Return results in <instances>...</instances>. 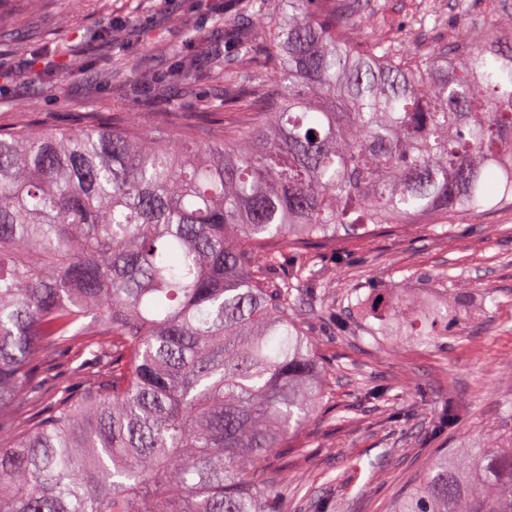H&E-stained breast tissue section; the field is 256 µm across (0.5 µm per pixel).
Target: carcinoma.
<instances>
[{"label": "carcinoma", "instance_id": "obj_1", "mask_svg": "<svg viewBox=\"0 0 512 512\" xmlns=\"http://www.w3.org/2000/svg\"><path fill=\"white\" fill-rule=\"evenodd\" d=\"M242 8L237 58L263 42L276 80L224 89V126L0 129V512H282L268 456L330 375L292 298L307 267L278 257L512 208V0L402 52L360 0ZM346 299L369 335L425 342L467 293ZM394 512H512V438L436 455Z\"/></svg>", "mask_w": 512, "mask_h": 512}]
</instances>
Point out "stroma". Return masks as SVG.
<instances>
[{
  "instance_id": "stroma-1",
  "label": "stroma",
  "mask_w": 512,
  "mask_h": 512,
  "mask_svg": "<svg viewBox=\"0 0 512 512\" xmlns=\"http://www.w3.org/2000/svg\"><path fill=\"white\" fill-rule=\"evenodd\" d=\"M388 19L394 45L405 50L447 39L459 27L480 34L483 0L458 12L455 0H363ZM13 17L14 43L0 45V127L81 128L135 113L147 129L176 133L182 123L212 126L224 119V84L199 83L201 113L170 112L168 71L176 60L207 70L215 56H232L225 27L241 28L226 0H0ZM184 27H169V16ZM49 47L48 67L32 57ZM126 56L149 70L103 82V63ZM63 80L62 97L39 93L43 77ZM32 99L13 111L16 96ZM326 287L300 292L304 324L332 380L315 418L272 457L277 490L288 512H391L394 503L439 452L457 453L473 437L512 431V209L486 207L459 215L453 228L407 224L364 238H340L304 252ZM378 283L412 289L421 306L467 289L466 319L430 343L396 326L372 337L358 327L338 335L332 317L348 289ZM462 403L454 427L438 431L435 417Z\"/></svg>"
}]
</instances>
